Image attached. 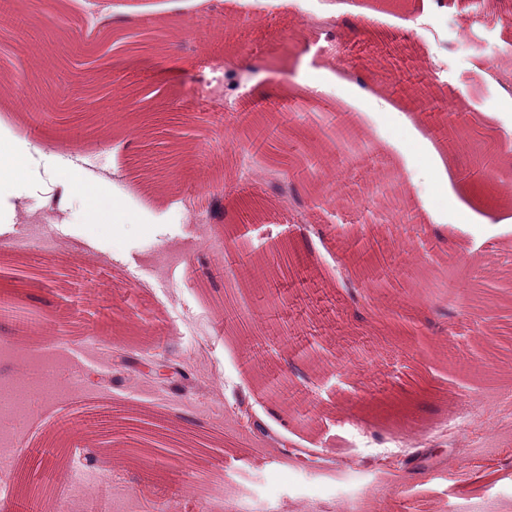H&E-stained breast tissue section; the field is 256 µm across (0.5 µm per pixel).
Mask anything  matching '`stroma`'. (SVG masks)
Here are the masks:
<instances>
[{
    "instance_id": "35a3bbf8",
    "label": "stroma",
    "mask_w": 512,
    "mask_h": 512,
    "mask_svg": "<svg viewBox=\"0 0 512 512\" xmlns=\"http://www.w3.org/2000/svg\"><path fill=\"white\" fill-rule=\"evenodd\" d=\"M303 6L354 27H305ZM508 12L512 0H49L37 26L5 20L24 81L0 93V141H27L32 172L64 191L49 208L25 176L15 197L33 221L0 232V300L29 313L0 319V342L57 369L38 413L0 414L17 441L0 446V473L19 483L31 449H59L83 474L82 512L106 487L112 512H512V190L497 223L475 208L474 252L460 230L423 220L409 238L393 221L421 196L452 221L469 203L467 145L450 187L409 173L431 168L448 114L512 118L482 74L488 58L512 66V27L497 22ZM112 13L127 33L159 30L154 51L108 49L95 25ZM421 13L464 44L412 103L398 81L422 61L409 31ZM304 66L324 92L296 85ZM242 97L309 114L269 140L273 168L334 136L333 181L303 193L322 235L293 229L270 185L246 180ZM219 105L223 125L209 124ZM66 156L123 169L105 188L119 211L68 188ZM196 191L203 221L182 222L174 202ZM39 233L47 246L13 244ZM364 250L389 286L360 282V321L339 273ZM167 355L156 379L145 364ZM461 410L464 428L435 438Z\"/></svg>"
}]
</instances>
